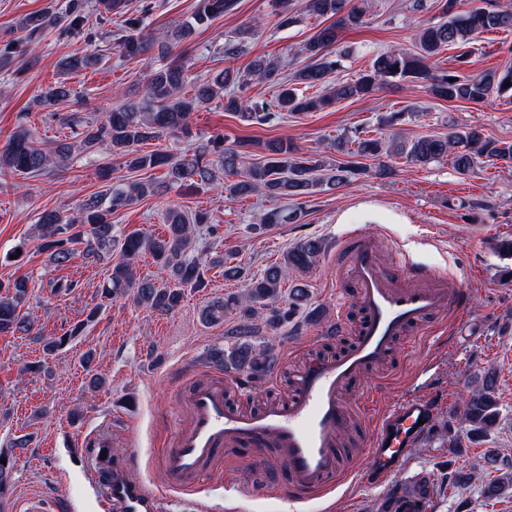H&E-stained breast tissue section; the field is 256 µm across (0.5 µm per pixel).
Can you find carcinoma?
<instances>
[{"label": "carcinoma", "mask_w": 512, "mask_h": 512, "mask_svg": "<svg viewBox=\"0 0 512 512\" xmlns=\"http://www.w3.org/2000/svg\"><path fill=\"white\" fill-rule=\"evenodd\" d=\"M273 2L279 9V26L289 27L298 21V15L287 8L285 0ZM302 5L306 13L330 19L332 23L317 31L304 45L303 52L310 62L296 70L290 79L282 76L277 62L257 56L246 72L226 67L213 78L194 86V93L188 96L183 89L188 80L192 51L184 47L177 52L175 48L190 35L191 27L142 34L139 29L143 28L147 16L144 12L131 23L138 32L123 35L118 41L123 55L129 59L151 53L153 58L164 61L149 71L143 100L126 101L105 113V118L98 119L83 112L84 101L67 83L48 85L37 103L53 106L72 102L77 105V109L63 119L76 130L80 141H60L42 147L29 129L21 127L0 152L1 176L16 172L35 176L65 164L75 153L89 154L105 144L112 153L122 157L131 170L167 167V180L141 179L124 187H111L83 199L76 212L70 215L64 216L57 210L41 213L38 249L48 254L49 260L58 267L66 266L78 254L89 262H98L112 258L116 252L119 259L112 267L109 283L102 288L103 297L112 299L130 295L135 303L149 310L171 313L180 305L186 288H198L202 284L199 263L187 256V248L196 226L206 223V216L200 213L188 215L172 208L166 213V233L157 237H146L139 232L118 236L112 231L109 216L119 208L160 196L173 184L213 183L222 176H232L234 181L228 185L226 196L231 202L256 193L295 201L326 188L345 185L357 174L369 171L378 177L391 174V168L386 164L380 162L371 171L361 162L363 158L379 160L385 153H394L415 165H426L449 155L454 168L462 175L474 172L480 163L494 165L501 162L512 167V141L488 138L476 127L453 129L443 135H427L409 143L400 140L389 145L382 138L372 137L369 132L357 128L339 142V150L353 157L351 161L303 153L286 141L269 140L256 143L258 157L242 167L241 151L224 146V139L219 136L179 155L142 152L141 145L164 135H189L192 113L213 101L224 102L226 112L239 113L258 124L267 123L272 113L257 104L248 105L240 95L256 80L281 86L276 108L294 114L316 112L333 102L361 98L394 81H418L429 95L448 102L482 103L494 97L512 98V63L479 74L437 69L431 63L444 48L455 46L462 50L456 56L457 65L462 67L469 63L479 35L512 31V3L507 0H480L467 10L459 9L458 0H444L442 17L419 27L416 52L390 50L379 54L368 71L346 82L330 80L348 55V51L340 46L339 32L361 28L368 23L365 0H302ZM231 6L232 0H199L194 20L203 23L224 14ZM86 7V0H68L62 16L47 11L21 18L17 29L22 35L17 42L0 49V64L7 65L21 58L24 51L20 46L41 36L51 26L65 34L82 33L89 19ZM94 64L96 60L86 54H73L62 61V68L78 71ZM507 82L511 86L506 88L504 84ZM298 84L323 87L326 93L318 97L300 96L296 88ZM303 214L299 206L289 211L276 210L267 215L266 223L297 224ZM322 250L321 241L306 239L286 253L280 263L267 267L260 275L250 273L236 262L234 254H225L221 260L224 277L243 281L244 292L208 304L202 310V317L209 322H219L224 318V309L233 305L239 309L242 322L236 329L238 340L235 344L227 349H212L207 355L208 363L217 368L244 372L254 382L273 370L276 358L271 351L251 342L256 330L254 320L263 314L266 325L275 328L295 314L306 300L304 284L294 285L291 300L280 306L282 284L288 280L290 272H303L311 267ZM143 251L149 252L156 266L166 273L164 279L154 281L137 276L135 261ZM27 294L28 281L24 279L15 281L11 292L0 293V333L32 332V323L22 312ZM100 311L101 306L92 307L85 319L61 336L38 337L44 354L52 356L83 335ZM497 415V401L488 381L464 400L459 425L466 433L479 436L495 424ZM28 445L29 440L20 437L14 439L9 448L0 451V500L5 499L11 487L13 449Z\"/></svg>", "instance_id": "carcinoma-1"}]
</instances>
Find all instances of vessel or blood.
<instances>
[{
	"instance_id": "vessel-or-blood-1",
	"label": "vessel or blood",
	"mask_w": 512,
	"mask_h": 512,
	"mask_svg": "<svg viewBox=\"0 0 512 512\" xmlns=\"http://www.w3.org/2000/svg\"><path fill=\"white\" fill-rule=\"evenodd\" d=\"M336 256L362 312L352 327L345 304H338L336 320L327 329L332 336L351 335L347 347L294 367L287 399L258 411L230 403L227 378L194 382L182 395L188 420L175 425L173 442L162 457L166 493L134 479L127 465L96 469V491L109 512H186L190 506L176 497V490L205 482L224 453L244 445L250 448L248 465L254 472L274 460L286 465L288 479L277 488L285 501L297 502L335 484L344 470L340 435L352 419L353 381L395 370L402 337L439 334L447 318L467 302L456 280L421 267L411 256L385 264L377 240L360 231L337 240ZM360 412L368 424L360 471L378 481L400 466L435 417L433 403L422 396L396 400L382 411L364 402Z\"/></svg>"
}]
</instances>
